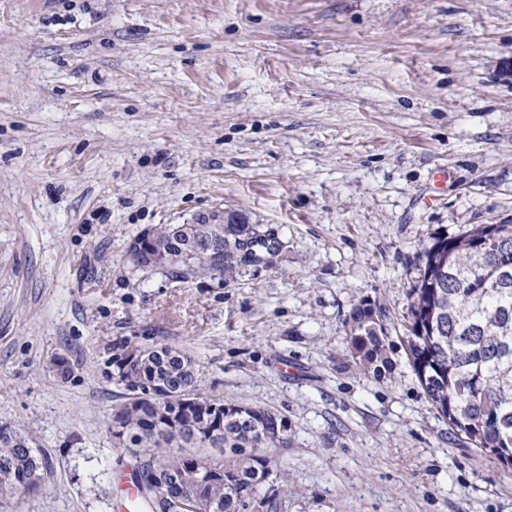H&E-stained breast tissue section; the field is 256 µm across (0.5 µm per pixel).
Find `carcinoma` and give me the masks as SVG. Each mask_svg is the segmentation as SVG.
Instances as JSON below:
<instances>
[{"mask_svg": "<svg viewBox=\"0 0 512 512\" xmlns=\"http://www.w3.org/2000/svg\"><path fill=\"white\" fill-rule=\"evenodd\" d=\"M488 225L470 224L456 235H434L419 252L418 273L408 292L406 331L408 361L428 399L457 437L479 452L493 448L512 456V222L494 225L496 240L486 239ZM155 245L170 241L174 224L150 228ZM254 224H226L197 230L194 242L165 265L175 278H236L244 263L245 242L263 241ZM224 236V261L211 257L207 241ZM349 351L362 370L380 378L390 370L387 328L376 308L358 304L347 321ZM107 367L127 400L112 410L124 430L122 443L139 449L132 481L146 464L185 473L188 489L179 512H197L199 498L208 512H245L240 490L258 491L273 471L263 448H284L291 441L288 421L258 407L249 414L240 404L212 397L200 388L195 360L167 344L118 338L109 345ZM158 383L224 406V422L203 406H185L186 423H171L172 398L159 405L132 400L131 387ZM199 448H214L212 468H191ZM48 460L11 426L0 425V499L34 492L35 474Z\"/></svg>", "mask_w": 512, "mask_h": 512, "instance_id": "carcinoma-1", "label": "carcinoma"}]
</instances>
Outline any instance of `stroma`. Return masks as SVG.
Segmentation results:
<instances>
[{
  "label": "stroma",
  "mask_w": 512,
  "mask_h": 512,
  "mask_svg": "<svg viewBox=\"0 0 512 512\" xmlns=\"http://www.w3.org/2000/svg\"><path fill=\"white\" fill-rule=\"evenodd\" d=\"M214 206L274 233L275 263H126L142 231ZM506 221L512 0H0V424L49 458L0 512H116L135 462L106 425L119 337L287 417L260 500L512 512V469L452 435L401 330L422 244ZM362 302L389 327L381 379L349 357Z\"/></svg>",
  "instance_id": "35a3bbf8"
}]
</instances>
